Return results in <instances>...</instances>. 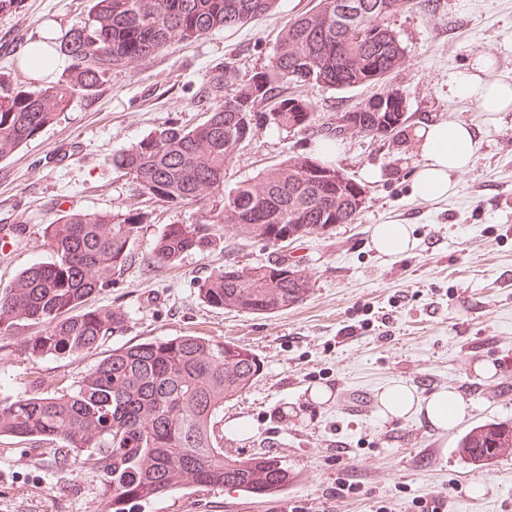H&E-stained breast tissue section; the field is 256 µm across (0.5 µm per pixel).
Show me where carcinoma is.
I'll return each instance as SVG.
<instances>
[{"label": "carcinoma", "mask_w": 512, "mask_h": 512, "mask_svg": "<svg viewBox=\"0 0 512 512\" xmlns=\"http://www.w3.org/2000/svg\"><path fill=\"white\" fill-rule=\"evenodd\" d=\"M87 18L52 50L69 59L62 81L33 89L0 72V160L37 138L80 96L93 94L114 68L147 61L212 30L245 25L276 0H90ZM417 0H316L282 30L268 64L244 79L232 66L210 88L212 106L194 128L171 122L112 158L136 192L171 210L197 206L196 224H167L152 249L160 267L189 253L222 251L231 239L286 248L335 224H354L364 189L333 160L289 156L252 178L226 186L242 143L262 127L312 131L316 107L294 89L321 84L345 90L383 82L406 67L409 54L391 18ZM329 142L355 133L394 144L408 122L406 98L391 91L379 108L361 102L336 113ZM152 213L69 209L44 227L48 262L34 263L0 289V338L17 325L39 327L23 353L78 358L125 326L128 313L88 309L131 266L133 249ZM313 288L288 256L224 268L202 279L198 294L212 308L272 315L306 300ZM263 364L244 344L184 335L115 349L71 387L12 394L0 385V437L57 444L55 454L88 464L110 478L97 512L190 487L236 489L254 496L281 492L294 475L277 457L224 455V404L253 387ZM458 454L486 465L512 454V423L484 421L458 440Z\"/></svg>", "instance_id": "cac0c4a2"}]
</instances>
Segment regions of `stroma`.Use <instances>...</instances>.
<instances>
[{"label": "stroma", "instance_id": "stroma-1", "mask_svg": "<svg viewBox=\"0 0 512 512\" xmlns=\"http://www.w3.org/2000/svg\"><path fill=\"white\" fill-rule=\"evenodd\" d=\"M89 0H22L0 14V71L19 65L23 46L47 27L66 33L88 12ZM314 0H277L267 15L233 29L211 31L152 56L134 69L107 74L93 95L10 158L0 160V227L25 218L22 237L0 250V288L22 269L49 260L43 226L69 208L112 212L151 210L134 246L135 261L112 287L89 297L91 307L119 306L123 330L77 359L32 364L19 355L30 326L14 330L0 383L11 392L70 386L112 350L185 334L248 345L263 371L250 391L225 405V418L252 426L246 437L225 436L224 453L267 452L297 480L287 490L252 496L227 488H188L153 500H133L126 512H420L440 498L441 512H512V457L479 466L457 452L463 431L483 421L512 422V112H484L449 95L453 74L473 54L494 58L512 77V0H436L393 18L411 61L384 85L403 92L410 124L465 122L483 147L448 198L434 202L413 189L419 146L393 150L363 134L339 143L336 157L363 183L365 208L354 224L293 243L290 261L314 281L299 306L271 316L209 307L196 283L225 262L267 260L275 247L230 241L225 252L190 254L175 267L151 260L156 237L173 222L200 220L197 207L178 211L137 195L112 169V156L170 122L194 127L207 117L203 91L234 65L239 75L260 70L290 19ZM372 86L336 91L302 88L321 116L345 111L375 94ZM321 137L261 129L237 153L233 180L300 152ZM412 225L416 248L402 257L372 249L376 225ZM494 367L483 377L476 365ZM400 381L419 397L447 388L471 400L469 415L440 429L415 417L378 415L377 395ZM327 388L329 401L309 391ZM345 482L360 491L336 497ZM103 476L90 466L61 462L49 442L0 437V512H96ZM484 487L481 496L471 484Z\"/></svg>", "mask_w": 512, "mask_h": 512}]
</instances>
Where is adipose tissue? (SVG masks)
Here are the masks:
<instances>
[{"instance_id":"adipose-tissue-1","label":"adipose tissue","mask_w":512,"mask_h":512,"mask_svg":"<svg viewBox=\"0 0 512 512\" xmlns=\"http://www.w3.org/2000/svg\"><path fill=\"white\" fill-rule=\"evenodd\" d=\"M450 92L458 99L476 103L484 112L512 110V78L497 75L494 61L480 54L469 67L454 74ZM413 136L420 144L422 158L414 174L416 193L427 200L447 198L458 176L471 168L480 150L478 133L465 123L429 120L414 129ZM371 244L387 256L408 254L415 246L413 229L397 221L376 225ZM469 406V401L456 391L441 389L424 399L400 382L386 385L378 394V413L383 420L421 416L429 425L442 429L462 421Z\"/></svg>"}]
</instances>
